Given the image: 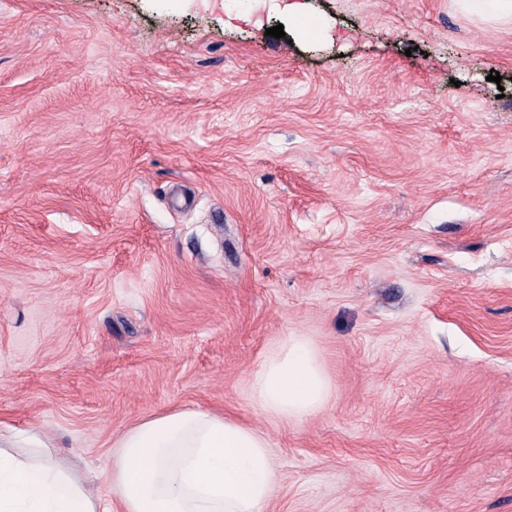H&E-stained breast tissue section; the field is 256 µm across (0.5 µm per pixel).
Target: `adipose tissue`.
Returning a JSON list of instances; mask_svg holds the SVG:
<instances>
[{
	"mask_svg": "<svg viewBox=\"0 0 512 512\" xmlns=\"http://www.w3.org/2000/svg\"><path fill=\"white\" fill-rule=\"evenodd\" d=\"M249 386L255 407L284 421L319 412L330 396L304 336L271 349ZM112 446L108 501L57 461L41 433L0 428V512H265L277 488L265 434L221 413L182 408L154 415Z\"/></svg>",
	"mask_w": 512,
	"mask_h": 512,
	"instance_id": "adipose-tissue-1",
	"label": "adipose tissue"
}]
</instances>
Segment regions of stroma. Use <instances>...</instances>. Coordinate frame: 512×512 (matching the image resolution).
<instances>
[{
	"mask_svg": "<svg viewBox=\"0 0 512 512\" xmlns=\"http://www.w3.org/2000/svg\"><path fill=\"white\" fill-rule=\"evenodd\" d=\"M305 2L0 0V424L105 498L200 408L267 436L266 512H512V24ZM292 335L330 397L285 422ZM252 402L265 416L302 420L330 396L316 348L306 336H288L266 354L249 379Z\"/></svg>",
	"mask_w": 512,
	"mask_h": 512,
	"instance_id": "35a3bbf8",
	"label": "stroma"
}]
</instances>
